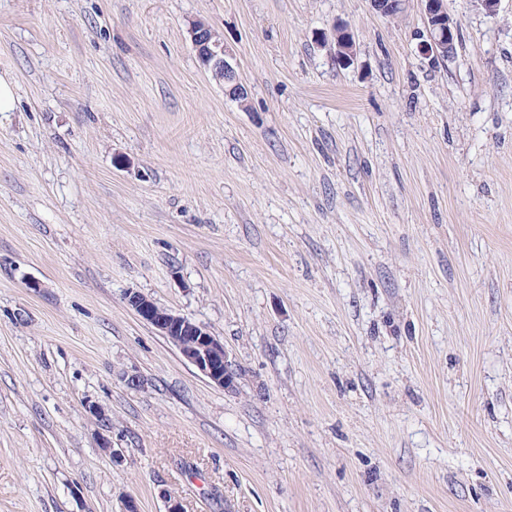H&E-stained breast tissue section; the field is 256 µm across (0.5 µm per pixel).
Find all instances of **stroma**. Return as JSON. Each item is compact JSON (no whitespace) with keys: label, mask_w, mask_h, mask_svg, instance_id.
I'll use <instances>...</instances> for the list:
<instances>
[{"label":"stroma","mask_w":512,"mask_h":512,"mask_svg":"<svg viewBox=\"0 0 512 512\" xmlns=\"http://www.w3.org/2000/svg\"><path fill=\"white\" fill-rule=\"evenodd\" d=\"M446 7L0 0V512H512V0ZM426 36L424 55L430 60L444 61L454 56L459 37L457 20L448 13L445 0H420ZM188 33L193 50L202 66L211 72L213 78L224 85V92L232 98H244L248 92L237 76L234 67V56L224 46L211 28L202 21H193ZM232 83L226 88V83ZM337 26V27H336ZM336 28L342 29L344 32V38L339 39L336 36ZM333 39V40H332ZM332 39L329 43L327 36L324 37L323 43L325 45L329 44L330 50L333 48L334 57L338 63L349 64L353 61V58L356 55V42L354 39V34L349 29V26L346 23H339L333 26ZM126 300L132 310L172 343L212 384L223 390L235 386L236 373L224 343L205 325L169 309H155L154 302L138 291L128 292Z\"/></svg>","instance_id":"1"}]
</instances>
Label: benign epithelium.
<instances>
[{
    "instance_id": "1",
    "label": "benign epithelium",
    "mask_w": 512,
    "mask_h": 512,
    "mask_svg": "<svg viewBox=\"0 0 512 512\" xmlns=\"http://www.w3.org/2000/svg\"><path fill=\"white\" fill-rule=\"evenodd\" d=\"M410 0H371L373 9L382 16L394 17L403 13ZM426 39L423 43L424 55L433 61H444L454 56L459 37L457 20L448 13L445 0H420ZM343 30L344 38L332 36L323 43L333 48L336 61L349 64L356 55V42L349 26L337 24ZM188 33L193 50L202 66L211 72L213 78L231 87L224 92L232 98L248 95L246 87L237 76L234 56L224 46L211 28L202 21L189 25ZM127 304L157 333L164 336L179 351L181 356L192 364L215 386L229 390L235 386L236 373L232 369L224 343L203 324L197 323L171 310H158L154 302L138 291H130Z\"/></svg>"
}]
</instances>
